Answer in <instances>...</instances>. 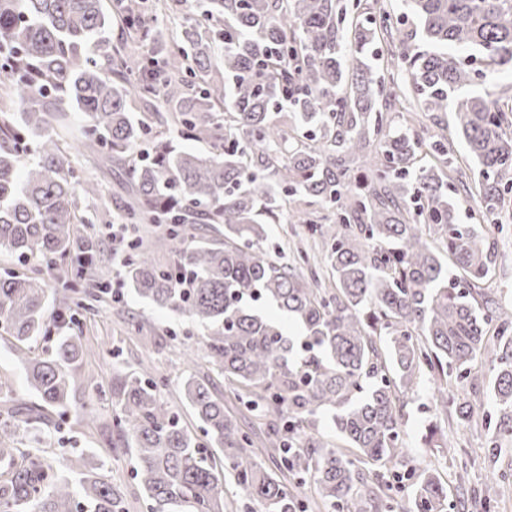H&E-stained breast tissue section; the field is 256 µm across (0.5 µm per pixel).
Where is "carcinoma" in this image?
<instances>
[{
  "label": "carcinoma",
  "instance_id": "1",
  "mask_svg": "<svg viewBox=\"0 0 512 512\" xmlns=\"http://www.w3.org/2000/svg\"><path fill=\"white\" fill-rule=\"evenodd\" d=\"M172 2L168 12L185 21L168 41L135 0H115L110 12L102 0H0V247L33 262L0 274V331L14 339L38 399L0 415V512L126 509L101 462L81 456L66 471L43 454V411L71 406L84 347L78 309L65 298L47 308L43 270L70 260L76 288L96 256L75 249L74 225L112 223L110 213L87 215L98 184L80 181L73 156L89 132L100 168L124 165L134 194L117 218L168 225L151 245L131 246L130 286L204 325L206 363L267 420L254 441L191 374L184 398L202 442L150 371L113 379L114 425L151 512H230L210 448L222 449L264 512H305L265 455L312 478L337 512H382L388 465L406 460L400 389L429 375L440 405L468 424L482 396L450 402L446 384L473 383L475 359L489 352L499 415L487 479L507 480L497 462L501 442H512V312L479 283L495 261L483 223H495L512 194V108L476 87L512 69V0H400L397 22L381 26L366 0H205L199 12L191 0ZM114 23L123 29L115 44L106 37ZM390 66L389 80L375 77ZM410 97L420 112L451 111L450 134L478 161L475 223L459 222L446 180L457 163L450 134L392 125L390 112ZM132 100L148 121L132 117ZM171 125L211 140L213 152L177 148ZM360 158L370 165L354 178ZM296 197L334 214L317 230L332 288L263 248L265 225L283 213L308 223ZM184 224L224 226V245L184 241ZM171 246V265L154 262V250ZM260 304L286 314L300 336ZM52 325L70 334L35 353L30 343ZM322 412L342 445L312 429ZM409 476L413 512H447L448 487L435 473Z\"/></svg>",
  "mask_w": 512,
  "mask_h": 512
}]
</instances>
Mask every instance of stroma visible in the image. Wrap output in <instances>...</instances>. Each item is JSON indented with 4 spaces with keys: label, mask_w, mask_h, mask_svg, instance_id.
Wrapping results in <instances>:
<instances>
[{
    "label": "stroma",
    "mask_w": 512,
    "mask_h": 512,
    "mask_svg": "<svg viewBox=\"0 0 512 512\" xmlns=\"http://www.w3.org/2000/svg\"><path fill=\"white\" fill-rule=\"evenodd\" d=\"M459 160L449 181L455 188L453 195L461 223L471 221L479 208L474 193L478 173L477 164L468 156L462 144H455ZM76 164L84 178L94 180L100 188L98 206L118 209L131 201L133 194L118 169L101 171L96 163L94 149L81 147ZM266 248L280 261L298 265L296 247L309 238L304 224H270L266 227ZM489 241L496 253L497 266L487 283L493 298L502 307L512 306V201H507L498 224L492 225ZM109 293L103 297L94 315L82 321L87 336L86 350L80 364V379L75 392V403L68 411H53L45 429L50 438L47 454L67 464L80 452L93 450L105 463L127 503L128 512H149V501L133 476L134 457L129 450L112 451L111 441L118 434L112 427L114 410L109 400L100 394L101 386L112 383L115 372L132 373L150 367L161 382L162 396L176 408L183 425L198 431L199 423L191 408L185 405L181 384L189 373L183 362L184 347L195 345L204 330L171 312L160 310L138 297L127 281L111 280ZM473 371L485 399L476 413L477 422L471 426L458 424L453 412L436 411L432 389L428 382L400 395L401 437L407 456L413 466L436 469L448 486L449 512H482L480 501L490 497L492 512H512V481L494 488L486 486L484 454L493 439V432L484 423L493 414L495 405L487 393L495 377L492 355L477 357ZM447 436L457 451L447 455L437 448L425 445L429 432ZM467 471L465 484L455 481L458 471Z\"/></svg>",
    "instance_id": "1"
}]
</instances>
